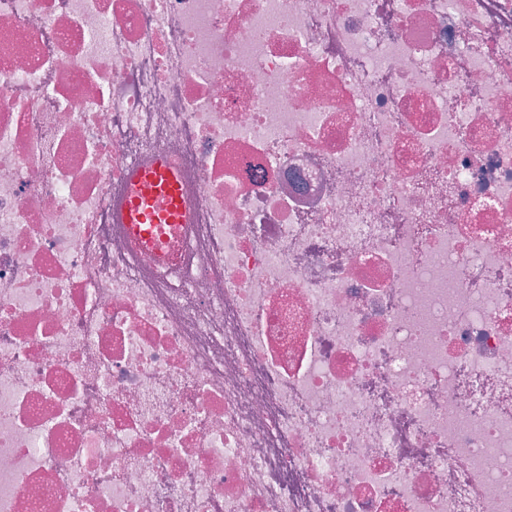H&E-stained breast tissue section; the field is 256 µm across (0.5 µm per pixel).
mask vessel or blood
Here are the masks:
<instances>
[{
	"label": "vessel or blood",
	"mask_w": 512,
	"mask_h": 512,
	"mask_svg": "<svg viewBox=\"0 0 512 512\" xmlns=\"http://www.w3.org/2000/svg\"><path fill=\"white\" fill-rule=\"evenodd\" d=\"M132 189L127 205V221L142 234L151 225L176 224L181 219L179 176L167 161H158L148 169L131 174Z\"/></svg>",
	"instance_id": "vessel-or-blood-1"
}]
</instances>
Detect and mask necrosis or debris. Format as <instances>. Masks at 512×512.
Here are the masks:
<instances>
[{"label":"necrosis or debris","mask_w":512,"mask_h":512,"mask_svg":"<svg viewBox=\"0 0 512 512\" xmlns=\"http://www.w3.org/2000/svg\"><path fill=\"white\" fill-rule=\"evenodd\" d=\"M0 512H512V0H0ZM132 189L127 205V222L143 235L152 224H178L181 219L179 176L175 167L159 160L149 169L131 174Z\"/></svg>","instance_id":"4bbe7bcc"}]
</instances>
